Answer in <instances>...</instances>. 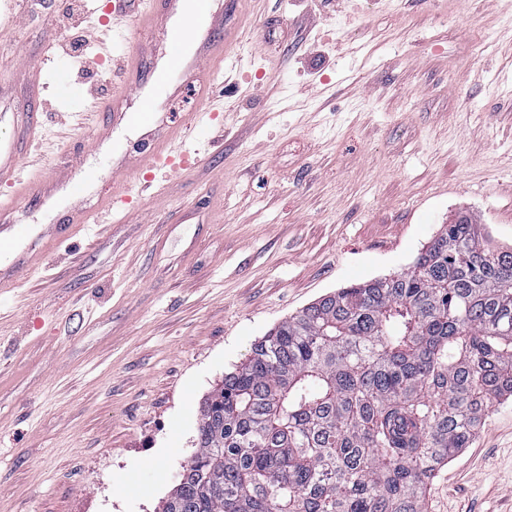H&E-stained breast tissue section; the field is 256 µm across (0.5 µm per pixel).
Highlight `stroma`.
<instances>
[{
	"instance_id": "1",
	"label": "stroma",
	"mask_w": 512,
	"mask_h": 512,
	"mask_svg": "<svg viewBox=\"0 0 512 512\" xmlns=\"http://www.w3.org/2000/svg\"><path fill=\"white\" fill-rule=\"evenodd\" d=\"M38 15L0 0V109L27 108L31 65H66L41 91V152L22 125L21 171L85 155L76 103L100 95L82 56L47 44ZM254 65L224 62V143L190 131L189 172H135L141 207L114 211L0 289V512H161L194 454L203 400L252 344L318 298L410 266L467 214L512 248V0H208ZM160 31L112 37L151 76ZM90 202L109 196L105 157ZM66 193L15 215L33 247ZM430 512H512V398L435 479Z\"/></svg>"
}]
</instances>
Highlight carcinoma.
<instances>
[{"label": "carcinoma", "instance_id": "carcinoma-1", "mask_svg": "<svg viewBox=\"0 0 512 512\" xmlns=\"http://www.w3.org/2000/svg\"><path fill=\"white\" fill-rule=\"evenodd\" d=\"M512 397V249L461 215L413 265L281 321L206 398L162 512H429Z\"/></svg>", "mask_w": 512, "mask_h": 512}]
</instances>
